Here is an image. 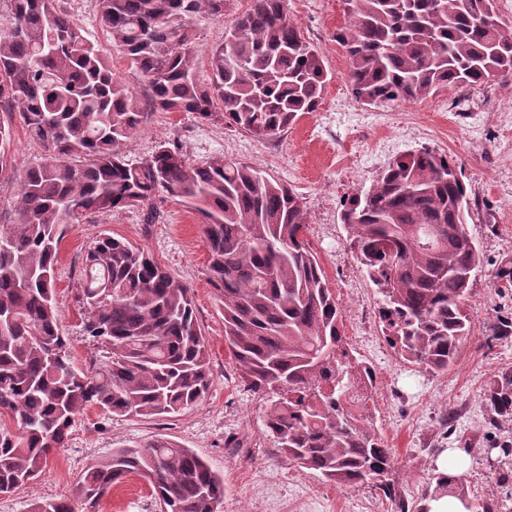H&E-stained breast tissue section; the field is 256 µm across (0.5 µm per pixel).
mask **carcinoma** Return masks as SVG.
I'll return each mask as SVG.
<instances>
[{
    "label": "carcinoma",
    "instance_id": "carcinoma-1",
    "mask_svg": "<svg viewBox=\"0 0 512 512\" xmlns=\"http://www.w3.org/2000/svg\"><path fill=\"white\" fill-rule=\"evenodd\" d=\"M231 0H99L103 26L141 76L134 95L57 0H0V103L18 109L46 157L19 176L14 216L0 224V494L38 478L91 405L151 418L198 406L211 379L190 289L141 247L111 236L85 255V332L107 361L76 370L54 303L65 235L100 212L139 208L155 221L165 193L204 218L207 278L224 305V343L240 378L268 395L265 427L299 467L349 487L384 481L391 462L376 431L372 368L343 348L342 314L305 241L302 197L226 156L190 165L163 143L137 163L120 150L148 112L215 115L258 139L281 136L316 111L330 80L323 58L288 17L285 0H252L195 76L196 20ZM335 38L345 79L364 105L412 102L512 78V24L496 0H346ZM467 189L455 160L428 149L393 160L352 195L341 222L380 295L382 333L395 353L430 372L455 363L469 322L465 300L482 264L467 236ZM489 424L512 423V367L483 393ZM9 423H4V420ZM135 474L162 512H219L224 475L164 438L114 448L84 471L80 508L42 500L30 512H96ZM469 502L460 479L429 498Z\"/></svg>",
    "mask_w": 512,
    "mask_h": 512
}]
</instances>
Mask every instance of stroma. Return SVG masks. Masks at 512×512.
<instances>
[{"instance_id":"obj_1","label":"stroma","mask_w":512,"mask_h":512,"mask_svg":"<svg viewBox=\"0 0 512 512\" xmlns=\"http://www.w3.org/2000/svg\"><path fill=\"white\" fill-rule=\"evenodd\" d=\"M66 3L113 73L139 92L141 84L126 57L99 23L97 0ZM250 5L251 0H232L224 15L199 22L193 55L200 80H210L214 47ZM288 12L333 75L316 111L300 116L276 140H261L191 113L155 112L123 142L121 152L136 162L167 142L179 145L193 165L226 155L302 196L304 237L343 309L344 338L353 355L375 372V425L392 452L394 497L369 485L327 482L282 456L264 427L266 400L241 381L224 342V308L206 276L203 218L179 199L162 194L155 203V224H144L136 208L99 213L62 240L55 279L59 328L77 369L90 370L102 359L101 344L84 330L82 264L99 236L126 239L147 249L189 287L209 350L207 397L193 410L151 419L112 415L96 406L85 409L68 444L53 449L41 475L13 494L0 495V512H30L34 502L72 497L88 466L112 449L158 436L193 449L223 474L220 512H400L401 504L419 503L434 485L437 454L463 444L471 450L461 474L471 512H483L489 500L495 503L494 512H512V485L500 484L501 463L484 454L488 442L512 440V425H488L483 404L493 374L512 366V336L496 340L490 334L497 319L512 317V283L497 276L501 266L512 267V80L451 88L418 102L367 106L348 88V59L333 39L348 20L346 0H288ZM0 125L8 133L0 149L12 162L8 175L0 178L1 221L13 217L16 178L43 156L44 148L30 138L19 112H0ZM422 149L451 156L461 165L469 199L467 228L483 255L482 270L466 300L469 333L460 342L456 362L439 374L401 361L385 340L375 288L349 249L348 232L340 221L351 194L370 187L394 158ZM230 438L239 439L240 447H226ZM98 512L161 508L149 487L132 475L101 500Z\"/></svg>"}]
</instances>
